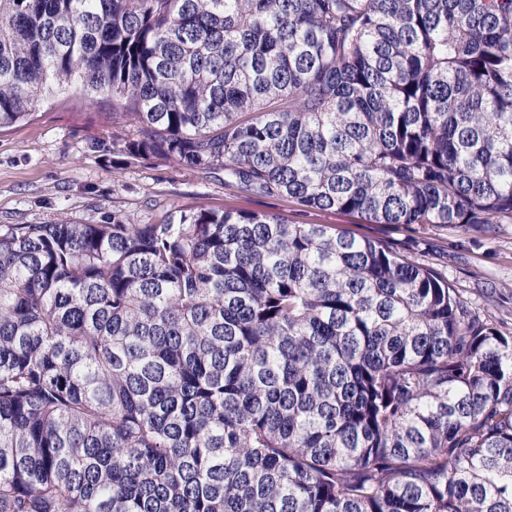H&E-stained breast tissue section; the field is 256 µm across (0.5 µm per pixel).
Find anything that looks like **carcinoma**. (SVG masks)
<instances>
[{
  "label": "carcinoma",
  "mask_w": 512,
  "mask_h": 512,
  "mask_svg": "<svg viewBox=\"0 0 512 512\" xmlns=\"http://www.w3.org/2000/svg\"><path fill=\"white\" fill-rule=\"evenodd\" d=\"M72 88L133 160L512 224V0H0V129ZM0 512H512V335L331 224H1Z\"/></svg>",
  "instance_id": "cac0c4a2"
}]
</instances>
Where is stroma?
<instances>
[{"instance_id":"1","label":"stroma","mask_w":512,"mask_h":512,"mask_svg":"<svg viewBox=\"0 0 512 512\" xmlns=\"http://www.w3.org/2000/svg\"><path fill=\"white\" fill-rule=\"evenodd\" d=\"M131 124L108 102L59 95L28 120L0 130V224H99L111 213L131 223L157 221L167 210L216 209L281 214L294 223L334 224L359 236L396 242L438 264L481 319L512 332V224L493 237L439 227L417 231L368 224L352 214L303 212L277 197L255 196L154 156L122 163L117 145Z\"/></svg>"}]
</instances>
